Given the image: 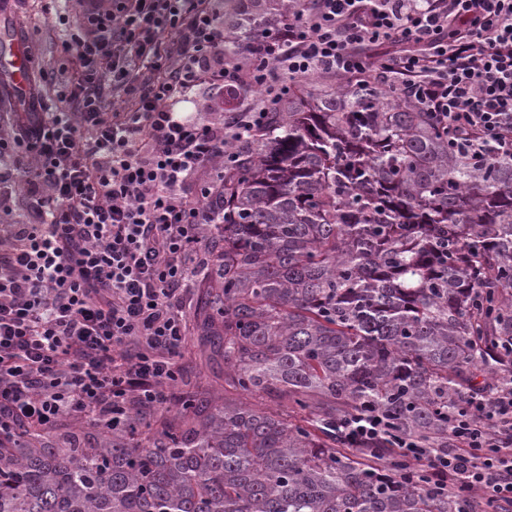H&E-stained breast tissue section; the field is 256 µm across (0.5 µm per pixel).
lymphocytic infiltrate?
<instances>
[{"instance_id": "obj_1", "label": "lymphocytic infiltrate", "mask_w": 512, "mask_h": 512, "mask_svg": "<svg viewBox=\"0 0 512 512\" xmlns=\"http://www.w3.org/2000/svg\"><path fill=\"white\" fill-rule=\"evenodd\" d=\"M82 26L63 110L0 132V209L10 143L30 152L38 204L35 223L0 226V445L73 422L121 430L174 402L224 168L296 82L388 92L473 157L512 156V0H289L233 60L223 0H88ZM203 88L209 110L182 111ZM448 435L444 451L395 445L439 491L512 505V389Z\"/></svg>"}]
</instances>
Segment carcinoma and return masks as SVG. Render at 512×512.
I'll list each match as a JSON object with an SVG mask.
<instances>
[{"instance_id":"obj_1","label":"carcinoma","mask_w":512,"mask_h":512,"mask_svg":"<svg viewBox=\"0 0 512 512\" xmlns=\"http://www.w3.org/2000/svg\"><path fill=\"white\" fill-rule=\"evenodd\" d=\"M236 2L229 58L288 12ZM235 156L197 322L224 396L16 438L0 512H489L339 425L374 410L444 450L449 416L512 387V157L475 161L426 113L346 85L290 89Z\"/></svg>"}]
</instances>
